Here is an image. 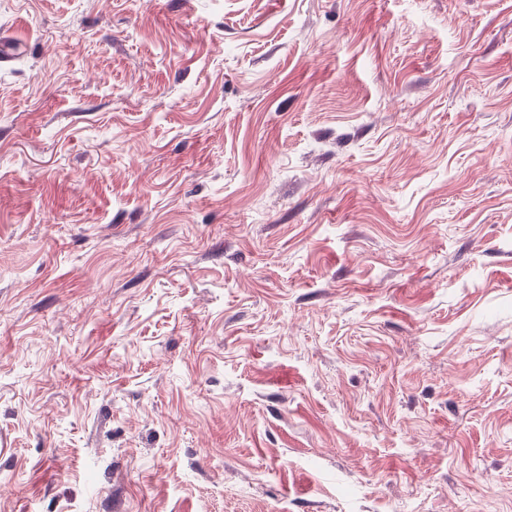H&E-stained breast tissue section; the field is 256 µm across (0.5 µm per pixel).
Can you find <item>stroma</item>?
I'll return each mask as SVG.
<instances>
[{
	"label": "stroma",
	"mask_w": 512,
	"mask_h": 512,
	"mask_svg": "<svg viewBox=\"0 0 512 512\" xmlns=\"http://www.w3.org/2000/svg\"><path fill=\"white\" fill-rule=\"evenodd\" d=\"M0 512H512V0H0Z\"/></svg>",
	"instance_id": "obj_1"
}]
</instances>
